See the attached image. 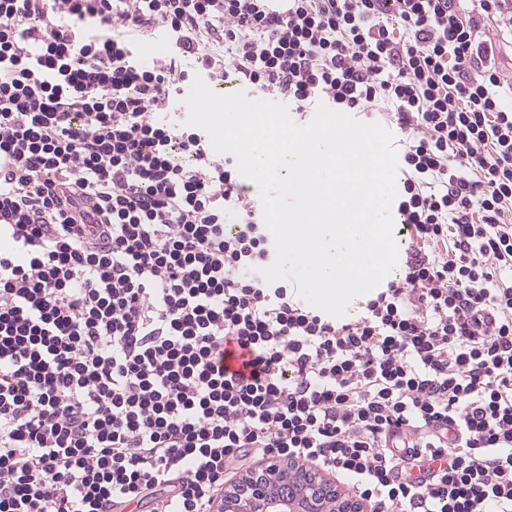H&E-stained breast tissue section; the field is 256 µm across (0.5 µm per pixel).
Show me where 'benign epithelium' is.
Returning <instances> with one entry per match:
<instances>
[{
	"mask_svg": "<svg viewBox=\"0 0 512 512\" xmlns=\"http://www.w3.org/2000/svg\"><path fill=\"white\" fill-rule=\"evenodd\" d=\"M366 502L295 460H265L224 491V512H367Z\"/></svg>",
	"mask_w": 512,
	"mask_h": 512,
	"instance_id": "benign-epithelium-1",
	"label": "benign epithelium"
}]
</instances>
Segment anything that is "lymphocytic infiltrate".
<instances>
[{
    "label": "lymphocytic infiltrate",
    "instance_id": "lymphocytic-infiltrate-1",
    "mask_svg": "<svg viewBox=\"0 0 512 512\" xmlns=\"http://www.w3.org/2000/svg\"><path fill=\"white\" fill-rule=\"evenodd\" d=\"M484 19L512 33V0H0V512H222L274 456L372 512H512V85ZM228 72L400 131L404 259L357 319L265 282L235 159L166 121Z\"/></svg>",
    "mask_w": 512,
    "mask_h": 512
}]
</instances>
